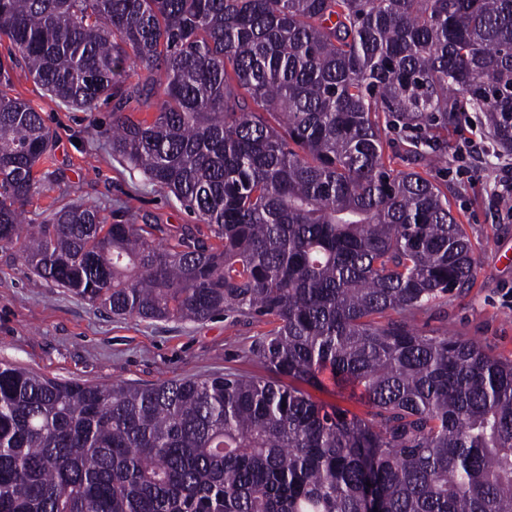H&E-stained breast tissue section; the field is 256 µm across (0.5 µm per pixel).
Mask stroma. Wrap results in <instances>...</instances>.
<instances>
[{
	"instance_id": "obj_1",
	"label": "stroma",
	"mask_w": 512,
	"mask_h": 512,
	"mask_svg": "<svg viewBox=\"0 0 512 512\" xmlns=\"http://www.w3.org/2000/svg\"><path fill=\"white\" fill-rule=\"evenodd\" d=\"M16 96L31 101L53 131L51 180L40 182L30 218L48 219L78 200L99 206L107 221L155 219L169 228L196 224L172 195L148 182L107 145L112 106L67 109L23 71L12 73ZM448 143V159L430 171L451 200L478 255L474 284L446 303L418 313L423 334L450 332L476 340L485 354L512 360V218L496 202L512 179V154L499 151L472 126L434 131ZM277 325L271 317L219 315L204 322L116 317L66 289L38 281L11 247H0V361L61 381L153 386L175 379L233 373L265 376L254 354L259 338Z\"/></svg>"
}]
</instances>
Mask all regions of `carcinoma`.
<instances>
[{
  "mask_svg": "<svg viewBox=\"0 0 512 512\" xmlns=\"http://www.w3.org/2000/svg\"><path fill=\"white\" fill-rule=\"evenodd\" d=\"M2 37L0 246L114 316L279 326L262 378L0 362V512H512V361L414 325L473 284L426 131L472 112L512 153V0H0ZM16 67L70 109L113 102L112 154L208 233L27 218L54 139ZM391 130L427 170L393 167ZM326 373L367 417L295 386Z\"/></svg>",
  "mask_w": 512,
  "mask_h": 512,
  "instance_id": "1",
  "label": "carcinoma"
}]
</instances>
